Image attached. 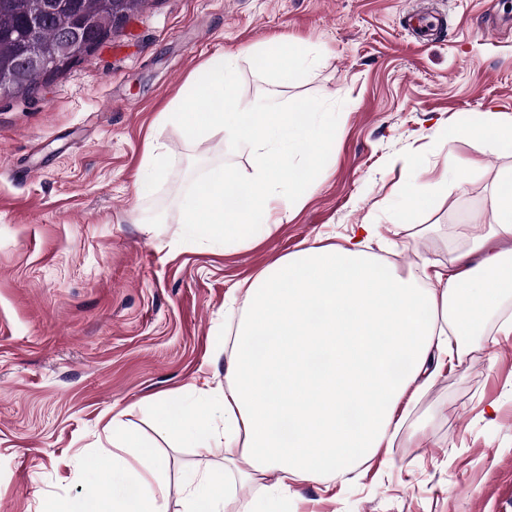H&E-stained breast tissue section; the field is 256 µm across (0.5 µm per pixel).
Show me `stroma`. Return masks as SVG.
Returning a JSON list of instances; mask_svg holds the SVG:
<instances>
[{
    "instance_id": "35a3bbf8",
    "label": "stroma",
    "mask_w": 512,
    "mask_h": 512,
    "mask_svg": "<svg viewBox=\"0 0 512 512\" xmlns=\"http://www.w3.org/2000/svg\"><path fill=\"white\" fill-rule=\"evenodd\" d=\"M148 0L89 60L30 96L0 99V512H68L112 491V426L158 457L168 512L183 477L220 450L184 446L176 406L223 391L224 311L273 259L341 246L373 224V254L405 270L452 265L490 228L512 154L445 140L461 118L512 114V0ZM444 14L415 42L406 14ZM288 43L304 67L280 79L260 53ZM218 53L237 57L241 98L340 103L329 160L285 224L244 245L182 241L195 175L246 149L189 141L165 118ZM167 166L137 194L143 157ZM430 209L401 214L404 185ZM512 294L472 351L422 390L406 428L354 478L293 483L288 512H512ZM421 433L425 447L411 446Z\"/></svg>"
}]
</instances>
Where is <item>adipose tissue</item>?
<instances>
[{"mask_svg":"<svg viewBox=\"0 0 512 512\" xmlns=\"http://www.w3.org/2000/svg\"><path fill=\"white\" fill-rule=\"evenodd\" d=\"M455 134L512 153V116L467 117ZM499 180L489 234L452 267L425 259L400 274L357 240L276 258L244 286L229 387L212 415L186 405L172 420L184 444L223 443L225 462L245 461L246 479L270 482L244 512H288L276 489L365 464L404 426L406 394L467 355L480 319L512 291V169ZM136 461L113 463L111 500L86 501L84 512H168L163 490L149 486L155 457ZM223 479L216 467L186 475L188 512H224L211 492Z\"/></svg>","mask_w":512,"mask_h":512,"instance_id":"obj_1","label":"adipose tissue"}]
</instances>
